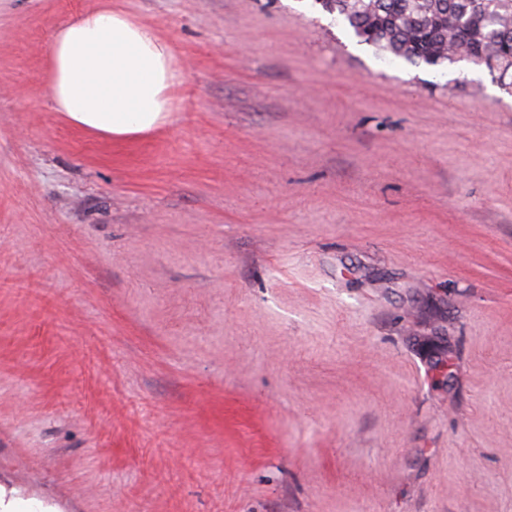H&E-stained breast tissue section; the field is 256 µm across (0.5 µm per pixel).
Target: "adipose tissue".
I'll list each match as a JSON object with an SVG mask.
<instances>
[{"label":"adipose tissue","mask_w":512,"mask_h":512,"mask_svg":"<svg viewBox=\"0 0 512 512\" xmlns=\"http://www.w3.org/2000/svg\"><path fill=\"white\" fill-rule=\"evenodd\" d=\"M51 107L78 129L122 140L166 125L181 73L147 24L104 6L58 26L49 52Z\"/></svg>","instance_id":"adipose-tissue-1"}]
</instances>
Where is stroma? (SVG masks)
Here are the masks:
<instances>
[{"instance_id":"stroma-1","label":"stroma","mask_w":512,"mask_h":512,"mask_svg":"<svg viewBox=\"0 0 512 512\" xmlns=\"http://www.w3.org/2000/svg\"><path fill=\"white\" fill-rule=\"evenodd\" d=\"M104 5L183 74L144 137L51 108ZM0 503L512 512V95L314 0H0Z\"/></svg>"}]
</instances>
